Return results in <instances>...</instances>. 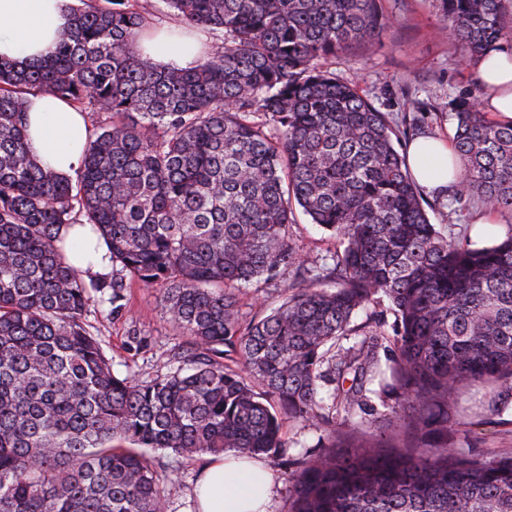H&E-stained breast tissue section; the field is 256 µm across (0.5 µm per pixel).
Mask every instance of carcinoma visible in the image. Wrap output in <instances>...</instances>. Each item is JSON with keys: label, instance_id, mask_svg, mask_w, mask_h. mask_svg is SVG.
I'll return each instance as SVG.
<instances>
[{"label": "carcinoma", "instance_id": "1", "mask_svg": "<svg viewBox=\"0 0 512 512\" xmlns=\"http://www.w3.org/2000/svg\"><path fill=\"white\" fill-rule=\"evenodd\" d=\"M160 2L175 25L217 36L214 56L160 71L134 50L153 25L141 0H75L50 56L0 61V512H163L168 475L142 449L276 455L287 418L323 428L289 512H512V456L384 445L372 431L380 405L445 437L467 387L487 388L490 412L512 392V235L471 248L442 234L386 115L319 65L373 44L381 0ZM443 4L465 65L512 47L503 0ZM33 91L91 119L74 179L28 150ZM454 117L456 201L512 209V123L472 98ZM294 204L339 249L244 326V288L300 263ZM71 224L104 241L112 282L70 264L66 249H83L61 236ZM127 276L161 287L196 350L189 368L112 373L84 316L104 288L121 315ZM360 311L375 330L351 326Z\"/></svg>", "mask_w": 512, "mask_h": 512}]
</instances>
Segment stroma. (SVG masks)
<instances>
[{
    "instance_id": "stroma-1",
    "label": "stroma",
    "mask_w": 512,
    "mask_h": 512,
    "mask_svg": "<svg viewBox=\"0 0 512 512\" xmlns=\"http://www.w3.org/2000/svg\"><path fill=\"white\" fill-rule=\"evenodd\" d=\"M383 8L388 24L373 46H355L328 58L324 69L338 80L356 85L366 99L388 114L401 131L395 142L398 152H405L411 136L418 133L450 138L456 100L487 95L478 68L460 66L458 46L445 28L442 0H383ZM421 198L432 223L458 225L461 240L472 246L489 245L512 233L510 209L490 213L480 201L471 200L452 210L447 197L425 192ZM290 234L307 265L330 257L337 248L334 238L301 213ZM302 276V271L287 267L276 280L253 282L240 302L242 323L260 320L277 308L287 296L289 284ZM126 294L127 312L122 317H112L107 296L100 292L94 293L85 315L112 358L113 373L146 381L182 367L191 344L173 331L162 307L160 287L137 284ZM283 435L287 448L264 459L280 482L270 512H288L296 472L303 460L319 452L321 432L309 423L285 421ZM438 444L465 455L511 456L512 410L461 417L455 430ZM152 458L169 476L165 512H187L208 454L191 461L159 452Z\"/></svg>"
}]
</instances>
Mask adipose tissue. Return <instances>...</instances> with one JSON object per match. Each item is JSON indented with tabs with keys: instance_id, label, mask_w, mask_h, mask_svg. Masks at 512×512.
<instances>
[{
	"instance_id": "ef3b65f1",
	"label": "adipose tissue",
	"mask_w": 512,
	"mask_h": 512,
	"mask_svg": "<svg viewBox=\"0 0 512 512\" xmlns=\"http://www.w3.org/2000/svg\"><path fill=\"white\" fill-rule=\"evenodd\" d=\"M72 0H0V61L26 67L47 57L66 31ZM141 53L153 63L188 68L201 60L206 46L195 32L161 35ZM489 94L481 105L498 120L512 121V62L498 52L480 66ZM28 149L44 166L74 175L88 142L81 112L49 93L27 97ZM454 150L449 141L422 136L410 142L407 162L426 191L446 194L453 179L447 172ZM278 485L262 462L235 452L212 458L201 470L194 492L196 512H268Z\"/></svg>"
}]
</instances>
